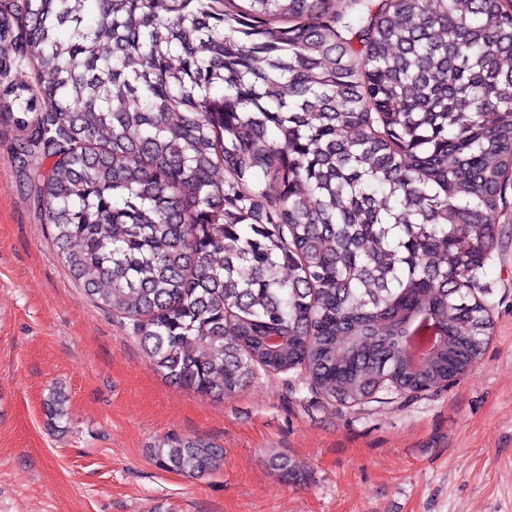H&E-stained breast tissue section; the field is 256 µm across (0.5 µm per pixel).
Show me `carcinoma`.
<instances>
[{
  "instance_id": "1",
  "label": "carcinoma",
  "mask_w": 512,
  "mask_h": 512,
  "mask_svg": "<svg viewBox=\"0 0 512 512\" xmlns=\"http://www.w3.org/2000/svg\"><path fill=\"white\" fill-rule=\"evenodd\" d=\"M0 112L70 275L206 396L260 367L359 404L489 339L471 268L512 185L505 0H12ZM54 391L47 420L64 417ZM203 476L201 439L153 449Z\"/></svg>"
}]
</instances>
